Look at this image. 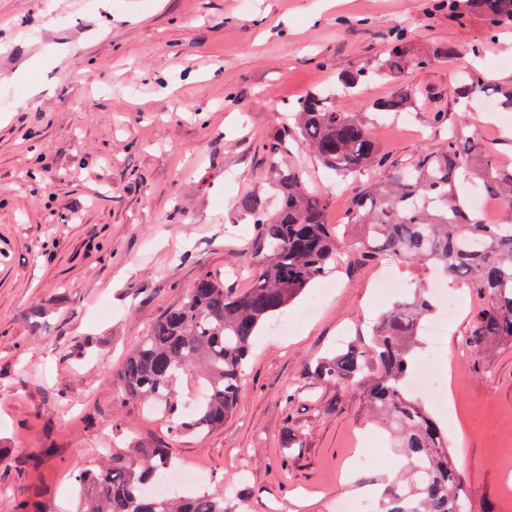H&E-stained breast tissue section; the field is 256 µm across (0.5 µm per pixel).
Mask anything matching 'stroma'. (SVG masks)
<instances>
[{
	"mask_svg": "<svg viewBox=\"0 0 512 512\" xmlns=\"http://www.w3.org/2000/svg\"><path fill=\"white\" fill-rule=\"evenodd\" d=\"M397 29L415 56L448 44L460 54L401 74L419 106L374 124L382 177L453 132L511 168L512 112L485 125L482 99L459 102L454 76L476 68L512 85V29L489 35L480 17L431 0H0V512H76L74 478L98 470L106 448L129 464L135 446L172 449L202 474L191 492L248 512H334L337 495L367 492L397 463L359 389L313 375L420 287L393 257L346 261L326 275L331 293L314 281L284 311L317 300L315 315L285 336L264 327L223 427L177 434L114 382L199 275L250 288L255 232L239 202L277 205L266 140L303 95L375 69ZM386 266L402 283L391 296L375 288ZM448 288L461 317L414 355L436 356L460 388L463 418L442 425L476 506L512 512V346L468 351L483 299ZM363 442L372 467L347 473Z\"/></svg>",
	"mask_w": 512,
	"mask_h": 512,
	"instance_id": "35a3bbf8",
	"label": "stroma"
}]
</instances>
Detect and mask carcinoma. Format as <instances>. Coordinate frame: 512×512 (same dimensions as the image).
Returning <instances> with one entry per match:
<instances>
[{"mask_svg":"<svg viewBox=\"0 0 512 512\" xmlns=\"http://www.w3.org/2000/svg\"><path fill=\"white\" fill-rule=\"evenodd\" d=\"M448 12L459 19L479 15L493 34L512 28V0H448ZM457 55L455 47L439 46L432 58ZM430 59L413 58L405 39L397 35L377 71L393 75L407 65L425 66ZM367 78L365 70H347L338 75V83L343 93L351 94ZM486 90L481 73L460 75L458 93L463 97ZM412 105L411 93L397 87L370 110L377 115L406 112ZM294 120L295 130L283 126L264 145L279 209L269 213L264 200L255 196L240 201L256 230L251 287L236 293L207 274L199 276L183 302L153 325L116 374L127 399L165 411L181 433L201 434L224 425L242 399L243 367L258 331L348 255L336 227L326 223L328 197L310 191L299 172L282 164L288 139L298 137L300 145L341 178L384 167L371 122L336 99L313 92L298 101ZM485 154L480 140L455 134L441 150L418 157L386 184L360 189L346 216L347 223L361 228L355 244L361 260L385 254L436 266L485 296L465 338L475 354L497 342H512V168L482 162ZM474 175L485 193L501 202L500 223H481L458 195L457 185ZM435 312L436 303L421 290L376 322L368 347L349 344L314 371L329 384L360 386L370 410L401 448L402 469L410 474V483L399 476L378 483L379 512H474L448 450V434L407 389L422 321ZM370 355L378 364L373 378L365 375ZM189 373L204 380L206 394L193 413L184 415L177 384ZM139 455L137 469L114 458L100 471L78 476L80 512H241L213 494L150 493L172 452L141 447Z\"/></svg>","mask_w":512,"mask_h":512,"instance_id":"carcinoma-1","label":"carcinoma"}]
</instances>
